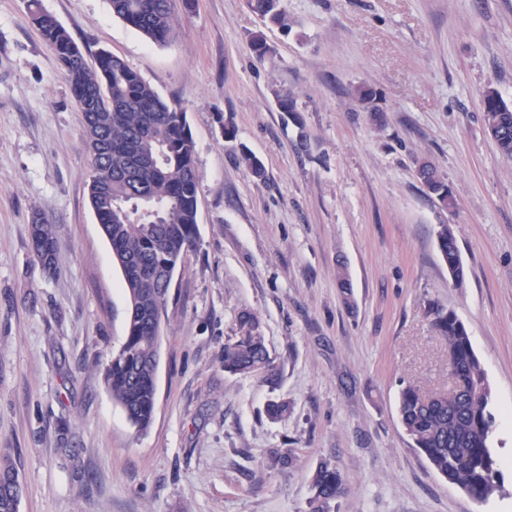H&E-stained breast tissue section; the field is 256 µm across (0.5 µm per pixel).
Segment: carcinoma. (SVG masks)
<instances>
[{"mask_svg": "<svg viewBox=\"0 0 512 512\" xmlns=\"http://www.w3.org/2000/svg\"><path fill=\"white\" fill-rule=\"evenodd\" d=\"M112 14L155 45L168 43L180 17L175 0H109ZM248 7L273 24L288 26L285 0H247ZM32 23L53 48L77 105L98 101L97 111L83 113V138L90 158L89 202L112 248L133 302L125 339L112 353L105 381L112 400L138 430L153 420L156 386L152 361L159 351L161 329L152 314L166 302L164 281L198 238L199 172L186 113L172 108L123 59L100 53L91 65L67 30L37 0H30ZM483 112L501 123L496 145L512 159V105L487 90ZM238 161L263 178L261 161L240 148ZM428 194L444 207L452 205L448 185L427 162L420 165ZM51 247L45 271L60 269L55 228L46 219L35 225ZM438 249L458 252L447 224L437 230ZM433 323L444 337L448 361L456 369L462 392L449 397L408 382L400 390L398 414L414 446L431 467L473 500L482 502L501 488L496 459L488 448L493 426L491 387L476 355L468 329L456 313L437 302L428 305ZM224 370L255 374L272 383L277 378L257 317H239V335L224 344ZM312 512H330L342 493L341 472L329 462L318 467L312 483Z\"/></svg>", "mask_w": 512, "mask_h": 512, "instance_id": "carcinoma-1", "label": "carcinoma"}]
</instances>
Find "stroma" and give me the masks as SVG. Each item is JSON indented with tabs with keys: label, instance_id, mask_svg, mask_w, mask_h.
Returning <instances> with one entry per match:
<instances>
[{
	"label": "stroma",
	"instance_id": "1",
	"mask_svg": "<svg viewBox=\"0 0 512 512\" xmlns=\"http://www.w3.org/2000/svg\"><path fill=\"white\" fill-rule=\"evenodd\" d=\"M41 7L87 59L112 52L186 112L199 238L168 293L140 432L105 383L129 302L90 208L82 114L27 0H0V450L23 484L20 512H310L325 461L343 477L333 512H512V160L481 108L487 90L512 104V0H287L284 28L246 0H194L163 46L108 0ZM255 32L271 49L262 62ZM284 93L296 114L280 111ZM242 145L265 179L239 164ZM424 159L452 207L418 182ZM37 212L55 227L54 277L32 255ZM441 224L466 270L459 287ZM432 301L466 324L491 387L501 488L483 502L430 467L398 416L401 382L449 385ZM244 311L276 385L224 369ZM273 399L287 418H267ZM275 448L291 466L270 467Z\"/></svg>",
	"mask_w": 512,
	"mask_h": 512
}]
</instances>
